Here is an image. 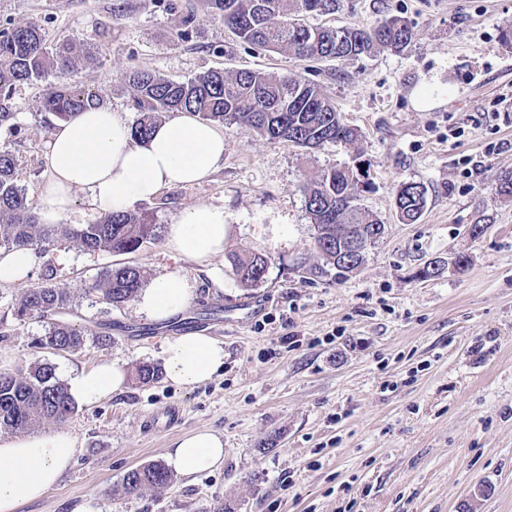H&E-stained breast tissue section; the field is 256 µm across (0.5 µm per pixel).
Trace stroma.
Wrapping results in <instances>:
<instances>
[{"instance_id": "35a3bbf8", "label": "stroma", "mask_w": 512, "mask_h": 512, "mask_svg": "<svg viewBox=\"0 0 512 512\" xmlns=\"http://www.w3.org/2000/svg\"><path fill=\"white\" fill-rule=\"evenodd\" d=\"M389 13L413 24L412 47L305 65L242 43L204 0H0V29L35 22L48 47L92 51L14 92L15 126L0 128V148L14 154L29 200L47 177L42 103L63 83L94 87L133 122L135 69L174 81L215 69L297 74L359 132L352 145L305 149L222 124L219 170L135 208L164 227L190 205L223 206L225 254L211 268L174 258L161 236L132 254L59 239L34 250L27 283L0 286L10 373L40 361L64 382L112 359L128 375L121 392L63 421L78 438L69 471L17 512H512V196L498 191L512 171V111L498 103L512 94V0H343L331 22L370 25ZM337 164L353 170L362 206L388 226L362 270L340 283L308 272L320 257L301 191L307 176ZM409 181L427 186L428 206L404 224L395 198ZM477 222L487 231L476 240L468 228ZM234 252L272 255L264 283L238 279ZM459 256L468 259L461 268ZM433 261L445 272L419 278ZM124 264L148 279L178 271L189 307L157 322L135 302L85 295ZM49 268L71 291L66 321L88 331L75 352L37 347L45 320L16 316ZM187 331L224 344L211 381L135 380L139 363L163 365L164 338ZM173 408L176 422L142 428ZM198 429L223 436L222 467L125 494L131 469L165 461Z\"/></svg>"}]
</instances>
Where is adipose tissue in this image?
Returning a JSON list of instances; mask_svg holds the SVG:
<instances>
[{"mask_svg":"<svg viewBox=\"0 0 512 512\" xmlns=\"http://www.w3.org/2000/svg\"><path fill=\"white\" fill-rule=\"evenodd\" d=\"M48 177L41 185L37 215L55 224L69 213L76 191L88 195L98 213L124 212L168 188L209 178L224 163V134L214 124L180 113L159 122L145 140L135 139L122 112L99 106L56 123L47 143ZM228 224L224 208L197 203L185 208L166 228V247L200 266L224 253ZM189 285L173 271L157 273L139 295L138 308L164 321L185 310ZM166 373L183 388L202 385L224 366V345L214 337L188 331L162 344ZM126 373L118 362L101 360L70 376L68 392L90 404L122 391ZM77 439L55 429L33 436L0 438V512L44 496L69 469ZM170 465L193 476L224 463V440L210 430L179 438L169 452Z\"/></svg>","mask_w":512,"mask_h":512,"instance_id":"adipose-tissue-1","label":"adipose tissue"}]
</instances>
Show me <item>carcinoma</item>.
Listing matches in <instances>:
<instances>
[{"instance_id":"cac0c4a2","label":"carcinoma","mask_w":512,"mask_h":512,"mask_svg":"<svg viewBox=\"0 0 512 512\" xmlns=\"http://www.w3.org/2000/svg\"><path fill=\"white\" fill-rule=\"evenodd\" d=\"M241 41L269 48L299 61L357 59L380 48L403 51L416 39L412 24L390 14L373 25L336 26L311 24L310 16L334 15L341 0H206ZM73 63V47L49 49L36 23L0 31V127H13V90L45 75L48 70ZM140 117L134 136L145 138L163 112H191L204 121L236 123L270 141H287L307 149L326 144H351L357 129L345 124L333 101L315 83L298 75L275 71L238 70L226 74L211 70L184 82L173 81L147 70L129 76ZM101 105L99 94L82 85L63 84L44 98L42 110L55 120ZM16 159L11 151L0 150V244L9 247H43L63 236L87 251L110 250L134 253L144 242L158 236L159 225L145 215L131 211L107 213L93 224H40L24 191L17 185ZM359 181L346 166H336L302 186L306 208L319 235L314 244L323 264L310 269L316 277L347 279L336 269V248L349 224H377L379 220L360 204ZM428 201L427 187L418 182L400 185L396 194L399 220L417 222ZM271 257L232 255V268L240 280L252 287L264 282ZM28 289L17 307V317L49 320L39 344L58 352H72L85 343V333L71 324L52 320L66 310L71 293L50 283ZM140 267L123 265L106 272L87 288L109 305L121 306L133 300L143 287ZM74 411L67 386L47 363L35 362L25 373H0V429L22 430L35 423L62 422ZM172 481L161 463L129 471L123 487L129 494L161 488Z\"/></svg>"}]
</instances>
